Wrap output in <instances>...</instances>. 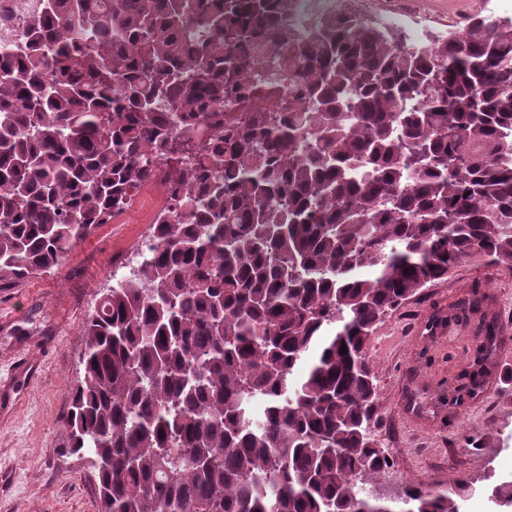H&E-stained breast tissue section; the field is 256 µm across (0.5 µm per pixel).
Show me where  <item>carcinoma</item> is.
<instances>
[{"mask_svg": "<svg viewBox=\"0 0 512 512\" xmlns=\"http://www.w3.org/2000/svg\"><path fill=\"white\" fill-rule=\"evenodd\" d=\"M290 7H0V281L56 266L167 171L150 253L86 322L66 417L98 512H460L468 491L375 496L392 461L369 350L460 263L512 268V22L412 46L356 17L299 31ZM185 115L207 128L192 145ZM491 497L512 512V485Z\"/></svg>", "mask_w": 512, "mask_h": 512, "instance_id": "1", "label": "carcinoma"}]
</instances>
